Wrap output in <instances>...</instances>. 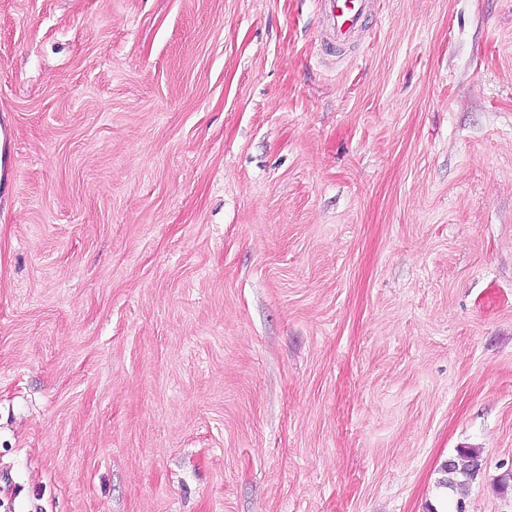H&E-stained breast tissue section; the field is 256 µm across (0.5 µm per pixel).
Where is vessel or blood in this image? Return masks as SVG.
<instances>
[{
	"instance_id": "vessel-or-blood-1",
	"label": "vessel or blood",
	"mask_w": 512,
	"mask_h": 512,
	"mask_svg": "<svg viewBox=\"0 0 512 512\" xmlns=\"http://www.w3.org/2000/svg\"><path fill=\"white\" fill-rule=\"evenodd\" d=\"M324 17L323 48L327 55H342L363 34L374 0H318Z\"/></svg>"
}]
</instances>
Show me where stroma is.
Returning a JSON list of instances; mask_svg holds the SVG:
<instances>
[{
  "mask_svg": "<svg viewBox=\"0 0 512 512\" xmlns=\"http://www.w3.org/2000/svg\"><path fill=\"white\" fill-rule=\"evenodd\" d=\"M322 36L0 0V512H512V0ZM481 469L480 452L476 448H465L460 450L455 460H450L444 465V472L448 474V478L443 483L446 486L454 487L458 483L455 478L458 474L473 479Z\"/></svg>",
  "mask_w": 512,
  "mask_h": 512,
  "instance_id": "35a3bbf8",
  "label": "stroma"
}]
</instances>
